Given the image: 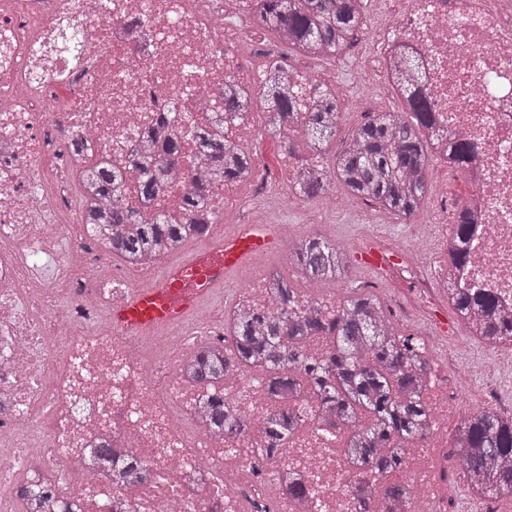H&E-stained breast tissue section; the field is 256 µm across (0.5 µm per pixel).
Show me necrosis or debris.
<instances>
[{"instance_id":"obj_1","label":"necrosis or debris","mask_w":512,"mask_h":512,"mask_svg":"<svg viewBox=\"0 0 512 512\" xmlns=\"http://www.w3.org/2000/svg\"><path fill=\"white\" fill-rule=\"evenodd\" d=\"M385 5L364 82L391 85L394 58L414 53L435 118L470 148L469 256L452 266L443 250L427 264L407 245L414 282L396 292L398 310L453 284L493 296L511 317L512 5ZM255 11V0H0V512H11L20 472L41 481L61 468L76 478L55 512H359L356 476L314 431L291 439L283 463L317 475L316 508H295L284 487L253 476L248 454L226 455L199 425L179 370L181 349L214 335L212 314L153 341L113 326L104 312L119 274L106 246L80 240L76 141L114 161L170 102L202 122L225 78L258 96ZM41 258L55 264L52 278H35ZM443 368L450 384L432 396L434 424L402 473L411 512H447L453 492L448 439L466 412L467 377L454 357ZM99 442L132 446L146 478L126 487L94 471L87 458Z\"/></svg>"}]
</instances>
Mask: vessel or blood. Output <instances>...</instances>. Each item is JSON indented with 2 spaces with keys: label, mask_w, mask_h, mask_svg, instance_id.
Wrapping results in <instances>:
<instances>
[{
  "label": "vessel or blood",
  "mask_w": 512,
  "mask_h": 512,
  "mask_svg": "<svg viewBox=\"0 0 512 512\" xmlns=\"http://www.w3.org/2000/svg\"><path fill=\"white\" fill-rule=\"evenodd\" d=\"M270 244L266 225L246 224L224 242L197 254L188 268L200 274L204 289H210L245 262L257 258ZM204 289L188 287L180 271H173L160 283L137 289L127 301L114 306L112 323L140 331L176 322L196 307Z\"/></svg>",
  "instance_id": "obj_1"
}]
</instances>
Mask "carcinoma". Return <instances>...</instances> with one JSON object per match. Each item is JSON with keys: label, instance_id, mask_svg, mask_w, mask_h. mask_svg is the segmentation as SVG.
I'll list each match as a JSON object with an SVG mask.
<instances>
[{"label": "carcinoma", "instance_id": "1", "mask_svg": "<svg viewBox=\"0 0 512 512\" xmlns=\"http://www.w3.org/2000/svg\"><path fill=\"white\" fill-rule=\"evenodd\" d=\"M261 2L253 23L303 55L335 58L366 26L364 0ZM263 68L265 127L272 133L299 132V141L284 142V150L303 170L291 179L302 198L316 199L339 186L353 198L408 220L419 213L428 193L436 146L448 150V165H466L469 149L435 125L413 59H402L395 67L397 89L409 112L371 113L329 162L324 156L341 122L336 98L315 84L313 99L305 101L303 88L288 82L292 68L282 58ZM251 107L252 98L229 80L206 124L187 113L160 112L142 134L141 148L126 161L91 159L80 171L81 184L88 189L84 229L130 266H145L207 234L216 219L211 188L223 182L247 184L253 176V155L224 136L231 127L250 122ZM188 142L193 144L203 183L183 197L186 220L182 223L150 205L176 176L175 164L186 154ZM132 172L134 191L143 204L139 210L120 202L128 190L126 175ZM469 240L463 208L448 235L451 263L467 260ZM289 259L315 289L345 278L349 269L344 248L318 234L293 244ZM265 283L276 308L234 307L229 337L196 346L182 359V377L197 389L195 410L201 424L218 439L246 443V452L255 459H276L302 425V416L288 405L290 399L300 398L313 409L324 435L344 434V454L352 472L378 477L377 498L362 500L361 512L407 503L412 486L396 473L403 469L410 446L426 435L432 419L425 344L403 333L373 294L350 291L331 304L294 288L278 271L270 272ZM448 296L472 335L490 342L512 341V319L497 320L490 295L450 282ZM251 371L261 376L250 378ZM231 377L261 388L266 408L258 423L226 398L221 383ZM454 453L469 489L478 490L485 499L512 501L511 414L493 406L477 409L458 426ZM89 462L122 484H134L144 476L131 448L99 444ZM285 476L293 497L306 495L302 475L287 471ZM55 491L48 482L23 485L18 494L21 512H35L37 503L54 497Z\"/></svg>", "mask_w": 512, "mask_h": 512}]
</instances>
